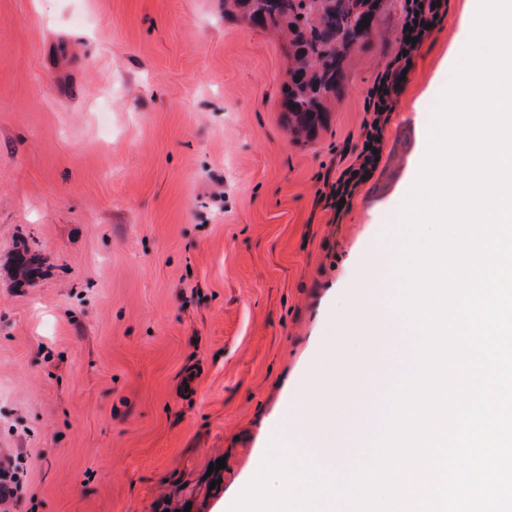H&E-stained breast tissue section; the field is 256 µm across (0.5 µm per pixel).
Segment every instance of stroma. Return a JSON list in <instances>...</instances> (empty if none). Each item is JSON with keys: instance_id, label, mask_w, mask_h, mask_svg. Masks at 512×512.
<instances>
[{"instance_id": "1", "label": "stroma", "mask_w": 512, "mask_h": 512, "mask_svg": "<svg viewBox=\"0 0 512 512\" xmlns=\"http://www.w3.org/2000/svg\"><path fill=\"white\" fill-rule=\"evenodd\" d=\"M404 5L379 0L326 126L297 139L287 47L224 0H0L9 512H228L322 364L352 350V309L396 292L399 209L477 7L448 0L337 223L329 184ZM21 248L41 262L28 283Z\"/></svg>"}]
</instances>
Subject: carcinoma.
Returning a JSON list of instances; mask_svg holds the SVG:
<instances>
[{"label":"carcinoma","mask_w":512,"mask_h":512,"mask_svg":"<svg viewBox=\"0 0 512 512\" xmlns=\"http://www.w3.org/2000/svg\"><path fill=\"white\" fill-rule=\"evenodd\" d=\"M225 0L251 25L284 35L291 67L285 88L288 127L309 136L327 117L328 102L341 86L350 43L373 18L378 0Z\"/></svg>","instance_id":"1"}]
</instances>
